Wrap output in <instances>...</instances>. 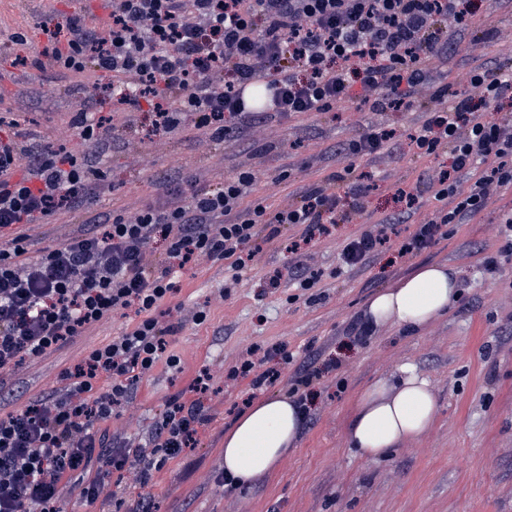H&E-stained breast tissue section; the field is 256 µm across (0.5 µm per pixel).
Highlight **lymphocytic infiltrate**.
<instances>
[{"mask_svg":"<svg viewBox=\"0 0 512 512\" xmlns=\"http://www.w3.org/2000/svg\"><path fill=\"white\" fill-rule=\"evenodd\" d=\"M110 24L99 29L84 12L64 24H42L36 59L73 75H111L106 90L118 112L148 111L151 133L186 128L224 141L238 123L269 116L325 112L357 100L375 112L418 109L417 92L448 55L449 34L472 27L480 0H108ZM479 99L436 86L422 128L410 135L416 154L449 152L427 179L438 201H451L417 224L398 258L421 253L448 225L480 212L489 196L512 186V121L496 119L512 94V71L469 72ZM106 120L79 113L70 127L89 150L33 148L0 140V387L24 362L49 355L86 330L119 315L132 325L64 369L59 385L0 414V512H62L63 482L95 503L112 477L132 476L146 488L154 471L199 445L207 423L209 368L187 392L173 395L149 442L112 437L102 422L120 416L143 377L158 363L175 367L171 336L180 276L200 259L250 268L260 239L287 224L304 225L289 250L331 236L338 223L364 210L366 173L342 175L341 191L322 184L298 204L275 211L246 197L256 176L242 172L197 186L166 177L159 199L136 214L114 215L35 260L26 256L23 224L83 208L107 175L96 165ZM468 183H461V175ZM392 227L382 220L342 249L352 267L385 251Z\"/></svg>","mask_w":512,"mask_h":512,"instance_id":"f902f5d3","label":"lymphocytic infiltrate"}]
</instances>
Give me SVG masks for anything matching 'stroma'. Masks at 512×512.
<instances>
[{
  "instance_id": "stroma-1",
  "label": "stroma",
  "mask_w": 512,
  "mask_h": 512,
  "mask_svg": "<svg viewBox=\"0 0 512 512\" xmlns=\"http://www.w3.org/2000/svg\"><path fill=\"white\" fill-rule=\"evenodd\" d=\"M77 9L93 25L109 22L105 0H40L31 12L21 11L14 0H0V139L20 141L32 134L37 145L84 152L78 137L64 140L60 133L85 96L92 99V111L111 114L113 123L101 155L107 188L79 211L22 225L30 257L86 225L110 219L113 212H136L155 199L156 178L178 171L193 173L204 184L253 172L250 200H263L273 210L297 203L308 187L350 166L370 173L374 182L365 213L338 225L334 235L315 242L303 256L288 251L289 241L302 232L291 224L263 244L235 288L224 287L232 276L224 260L201 261L182 276L174 301L181 306L184 326L170 339L179 367L158 364L122 415L106 423L114 435L148 441L169 397L187 389L201 368L211 370L210 421L192 454L169 459L154 472L147 492L155 512H512V253L499 233L500 224L512 215V187L494 193L477 215L451 225L447 238L418 255L397 259L402 236L431 218L440 204L423 192L419 209L403 219L392 189L418 188L423 176L447 163V154L420 157L405 144L394 154L384 150L355 159L339 147L359 139L372 125L416 133L428 118L426 112H359L354 103L345 102L327 112L258 123L220 144L191 129L153 136L140 113L113 111L111 97L101 90L106 81L101 73L84 77L86 90L79 94L69 72L29 65L44 41L41 22L62 21ZM489 27L498 31L491 42L481 37ZM16 33L25 34V45L14 44ZM454 38L461 48L449 51L439 69L471 97L479 91L464 83L469 71L512 70V6L503 0H495L471 29ZM284 167L291 176L276 184ZM385 217L397 220L391 250L364 264L341 267L346 240ZM488 257L496 258V272L485 271ZM298 263L319 273L313 290L300 289L291 279L289 269ZM424 264L446 265L458 278L461 296L448 315L419 332L383 327L365 341L353 340L348 325L363 318L370 298ZM275 271L282 278L272 288L268 276ZM200 309L207 319L198 325L192 316ZM126 325V319L114 318L62 350L23 364L0 393V410L11 411L57 387L64 368L77 363L87 349L111 341ZM281 343L294 359L283 366L280 382L267 389V396L289 394L293 380L314 369L322 372L319 395L302 419L295 448L249 488L229 489L222 475L224 433L234 420V403L249 391L251 381L228 383L224 372L250 348ZM404 362L434 383L436 423L423 443L366 460L348 441L358 397Z\"/></svg>"
}]
</instances>
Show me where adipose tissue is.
Masks as SVG:
<instances>
[{"label":"adipose tissue","instance_id":"adipose-tissue-1","mask_svg":"<svg viewBox=\"0 0 512 512\" xmlns=\"http://www.w3.org/2000/svg\"><path fill=\"white\" fill-rule=\"evenodd\" d=\"M458 283L440 265L417 267L394 286L377 292L365 315L377 327L419 330L444 315L458 297ZM435 386L404 363L359 397L350 438L369 459L431 432L437 412ZM302 415L288 397L264 399L246 410L224 435V472L238 487L272 470L294 447Z\"/></svg>","mask_w":512,"mask_h":512}]
</instances>
